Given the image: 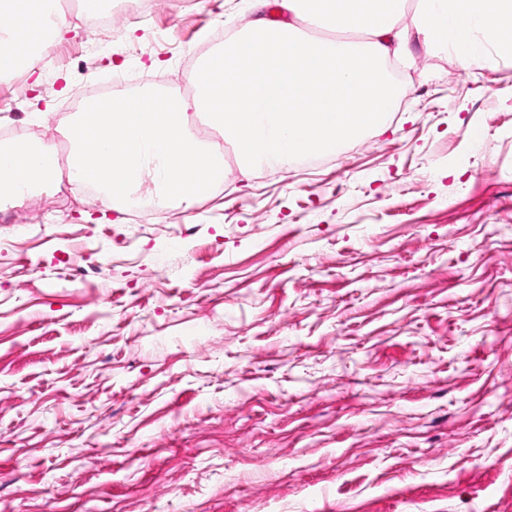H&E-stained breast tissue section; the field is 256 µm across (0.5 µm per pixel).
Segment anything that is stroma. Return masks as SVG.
Masks as SVG:
<instances>
[{"instance_id":"stroma-1","label":"stroma","mask_w":512,"mask_h":512,"mask_svg":"<svg viewBox=\"0 0 512 512\" xmlns=\"http://www.w3.org/2000/svg\"><path fill=\"white\" fill-rule=\"evenodd\" d=\"M107 14L0 76V135L182 96L256 18ZM399 75L383 129L189 208L0 205V512H512V58L413 35Z\"/></svg>"}]
</instances>
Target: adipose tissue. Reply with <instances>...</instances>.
<instances>
[{
    "label": "adipose tissue",
    "mask_w": 512,
    "mask_h": 512,
    "mask_svg": "<svg viewBox=\"0 0 512 512\" xmlns=\"http://www.w3.org/2000/svg\"><path fill=\"white\" fill-rule=\"evenodd\" d=\"M54 0H0V14L15 23L0 29V75L34 68L42 54L63 38L65 23L54 15Z\"/></svg>",
    "instance_id": "1"
}]
</instances>
